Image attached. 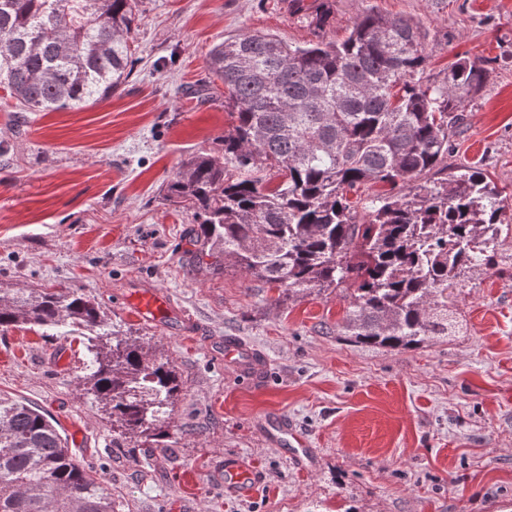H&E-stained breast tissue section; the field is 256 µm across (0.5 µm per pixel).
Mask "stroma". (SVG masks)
I'll use <instances>...</instances> for the list:
<instances>
[{
	"mask_svg": "<svg viewBox=\"0 0 512 512\" xmlns=\"http://www.w3.org/2000/svg\"><path fill=\"white\" fill-rule=\"evenodd\" d=\"M326 37L343 40L367 7L423 24L435 77L464 58L484 70L453 139L448 171L474 165L512 191V0H330ZM320 0H143L128 84L79 110L17 112L0 89V288L60 284L93 295L111 322L169 355L183 382L160 451L113 443L77 374L73 327L0 333V396L44 409L112 494L116 512H512V238L474 271L454 311L462 335L412 350L347 342L341 293L269 303L258 281L191 258L189 214L161 189L230 123L224 91H196L213 45L244 33L312 40ZM148 286L166 327L125 296ZM256 349L253 381L224 339ZM281 412L311 457L300 469L262 420ZM255 477L224 487V461Z\"/></svg>",
	"mask_w": 512,
	"mask_h": 512,
	"instance_id": "35a3bbf8",
	"label": "stroma"
}]
</instances>
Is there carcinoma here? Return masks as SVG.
I'll list each match as a JSON object with an SVG mask.
<instances>
[{
    "mask_svg": "<svg viewBox=\"0 0 512 512\" xmlns=\"http://www.w3.org/2000/svg\"><path fill=\"white\" fill-rule=\"evenodd\" d=\"M329 18L323 2L304 45L247 33L210 50L231 124L218 151L185 159L163 199L190 214L195 258L211 269L276 289L278 303L340 288L344 335L416 349L459 332L448 289L494 268L512 235V196L482 169L440 177L484 70L458 60L424 82L418 22L370 8L337 43L324 38ZM139 19V0H0V88L21 112L106 101L129 82ZM376 184L388 191L372 198ZM64 325L90 333L77 379L112 436L169 447L182 391L169 356L76 289L0 288L1 333ZM0 512L115 509L44 411L0 397Z\"/></svg>",
    "mask_w": 512,
    "mask_h": 512,
    "instance_id": "obj_1",
    "label": "carcinoma"
}]
</instances>
